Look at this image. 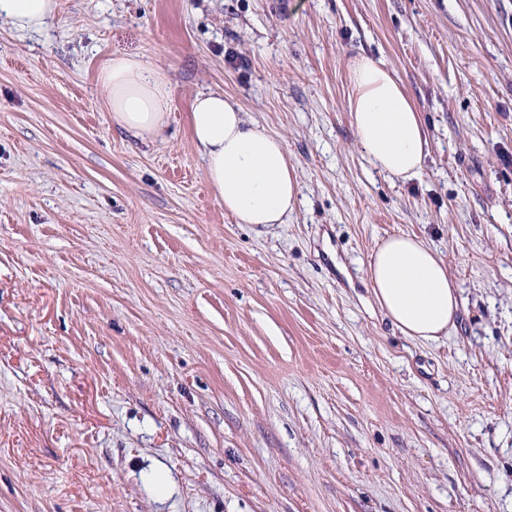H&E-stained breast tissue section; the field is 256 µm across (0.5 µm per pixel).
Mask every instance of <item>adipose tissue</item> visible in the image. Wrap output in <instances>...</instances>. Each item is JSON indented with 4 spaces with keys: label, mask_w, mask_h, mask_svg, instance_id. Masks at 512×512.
Instances as JSON below:
<instances>
[{
    "label": "adipose tissue",
    "mask_w": 512,
    "mask_h": 512,
    "mask_svg": "<svg viewBox=\"0 0 512 512\" xmlns=\"http://www.w3.org/2000/svg\"><path fill=\"white\" fill-rule=\"evenodd\" d=\"M59 0H0V19L18 30H39L56 16ZM348 111L361 153L379 172L408 181L421 175L428 154L425 127L398 78L366 56L347 60ZM99 82L113 120L133 136L152 140L168 121L165 74L137 55H117ZM193 145L207 181L238 223H285L294 209L298 176L286 144L235 103L216 92L198 93L190 115ZM366 288L374 305L402 336L435 342L448 335L460 308L459 290L440 253L410 234L384 238L368 262Z\"/></svg>",
    "instance_id": "1"
}]
</instances>
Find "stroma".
Masks as SVG:
<instances>
[{
	"instance_id": "1",
	"label": "stroma",
	"mask_w": 512,
	"mask_h": 512,
	"mask_svg": "<svg viewBox=\"0 0 512 512\" xmlns=\"http://www.w3.org/2000/svg\"><path fill=\"white\" fill-rule=\"evenodd\" d=\"M358 53L421 114L411 181L356 147ZM122 54L168 77L156 140L112 119L98 73ZM204 91L284 139L287 223L216 200L191 136ZM401 233L459 288L439 342L367 302L369 257ZM0 512H512V0L0 19Z\"/></svg>"
}]
</instances>
